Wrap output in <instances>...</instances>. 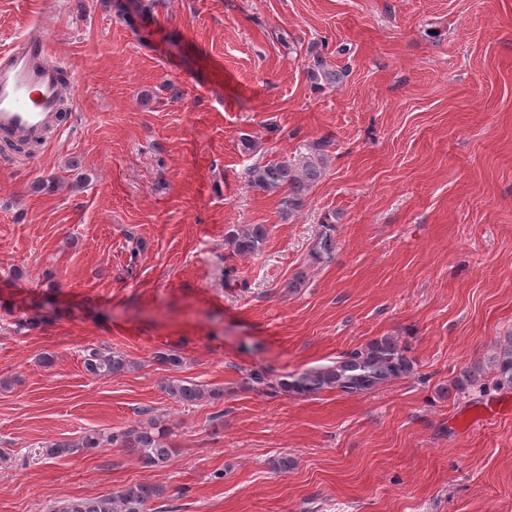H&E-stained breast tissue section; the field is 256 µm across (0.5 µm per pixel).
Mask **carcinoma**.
Here are the masks:
<instances>
[{
  "instance_id": "cac0c4a2",
  "label": "carcinoma",
  "mask_w": 512,
  "mask_h": 512,
  "mask_svg": "<svg viewBox=\"0 0 512 512\" xmlns=\"http://www.w3.org/2000/svg\"><path fill=\"white\" fill-rule=\"evenodd\" d=\"M307 77L318 88L334 87L346 77V71L328 66L317 59L307 68ZM325 163L321 156L311 154L298 161H269L256 163L248 169L251 187L268 194L282 192V213L290 215L300 210L311 189L321 180ZM334 224L323 225V230L309 252L314 264L330 262L336 252ZM269 230L265 224H252L225 234L228 245L238 255H255L265 244ZM83 363L86 371L96 377H110L123 373L130 361L119 352L104 353L96 348L85 350ZM496 384L512 388V331L499 337L492 357ZM416 361L407 355L406 348L391 336H382L365 345L342 353L335 361L283 376L277 383L267 382L266 373L249 374L252 387L260 390L311 396L324 390H336L350 395H362L396 379L414 374ZM163 392L177 404L194 405L206 398L216 400L224 396L220 388L205 389L201 385L172 378L162 385ZM171 430L155 421L133 427L101 433L88 432L77 440H57L48 445L46 455L51 458L78 455L100 448H122L138 457L147 468L161 467L174 454L169 443ZM162 495V489L138 482L125 486L114 494L98 497H74L53 502L48 512H148V504Z\"/></svg>"
}]
</instances>
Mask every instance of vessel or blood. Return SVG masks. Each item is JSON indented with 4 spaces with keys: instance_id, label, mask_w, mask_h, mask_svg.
Masks as SVG:
<instances>
[{
    "instance_id": "obj_1",
    "label": "vessel or blood",
    "mask_w": 512,
    "mask_h": 512,
    "mask_svg": "<svg viewBox=\"0 0 512 512\" xmlns=\"http://www.w3.org/2000/svg\"><path fill=\"white\" fill-rule=\"evenodd\" d=\"M50 53L42 36L0 50V135L37 140L45 150L64 133L56 116L66 89L56 66L43 62Z\"/></svg>"
}]
</instances>
